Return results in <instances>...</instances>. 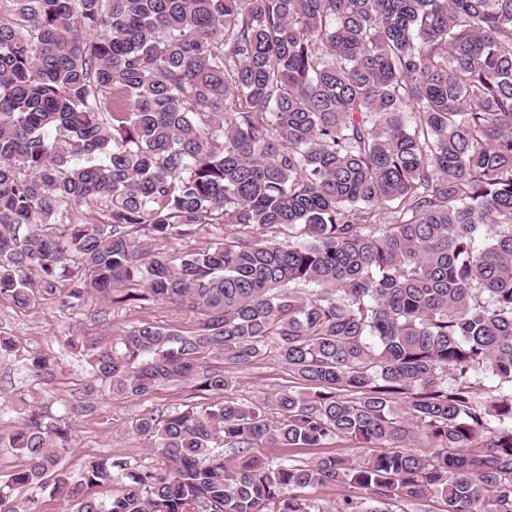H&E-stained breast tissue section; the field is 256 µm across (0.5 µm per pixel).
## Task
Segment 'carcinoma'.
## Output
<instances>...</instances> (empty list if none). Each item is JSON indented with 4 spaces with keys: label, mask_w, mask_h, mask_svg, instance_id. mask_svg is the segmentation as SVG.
Returning a JSON list of instances; mask_svg holds the SVG:
<instances>
[{
    "label": "carcinoma",
    "mask_w": 512,
    "mask_h": 512,
    "mask_svg": "<svg viewBox=\"0 0 512 512\" xmlns=\"http://www.w3.org/2000/svg\"><path fill=\"white\" fill-rule=\"evenodd\" d=\"M11 2L0 301L177 305L193 330L65 345L114 398L213 400L138 416L159 467L76 477L78 410L30 411L0 512H323L301 491L325 484L350 490L336 512H512V0ZM271 345L306 391L222 397ZM335 439L361 454H251Z\"/></svg>",
    "instance_id": "1"
}]
</instances>
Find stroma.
<instances>
[{
  "instance_id": "obj_1",
  "label": "stroma",
  "mask_w": 512,
  "mask_h": 512,
  "mask_svg": "<svg viewBox=\"0 0 512 512\" xmlns=\"http://www.w3.org/2000/svg\"><path fill=\"white\" fill-rule=\"evenodd\" d=\"M98 309L95 303L66 308L48 295L39 297L35 305L26 308L15 307L5 300L0 302V335L14 342L12 351L0 354V437L8 438L16 422L30 410L44 408L58 413L82 404L86 410L75 422L76 443L64 457V464L71 473H79L85 460L98 454L111 455L113 460L136 468L154 467L156 456L143 448L132 434L131 426L144 412L158 410L168 414L191 403L189 385L184 382L164 384L143 400L115 399L104 388L87 393L91 360L86 353L66 347L64 337L77 331L108 342L113 334L146 320L186 330L192 328L193 319L170 304L115 307L104 315L99 314ZM46 353L56 361L52 377L33 376L28 370L30 358ZM299 386V380L271 349L263 360L236 372L235 382L226 396L241 401H260Z\"/></svg>"
}]
</instances>
